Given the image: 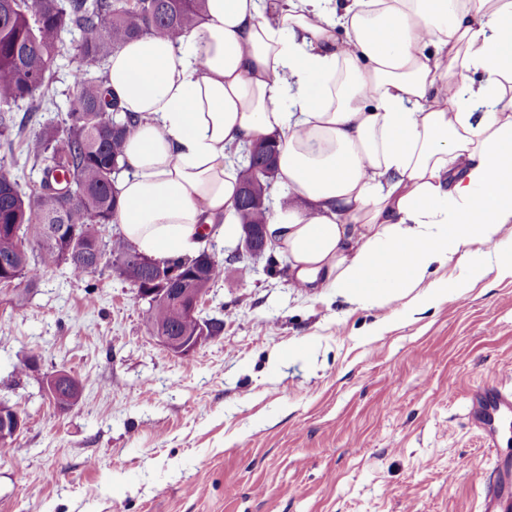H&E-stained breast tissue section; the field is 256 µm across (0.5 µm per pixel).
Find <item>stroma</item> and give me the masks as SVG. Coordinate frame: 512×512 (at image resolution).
I'll list each match as a JSON object with an SVG mask.
<instances>
[{
	"mask_svg": "<svg viewBox=\"0 0 512 512\" xmlns=\"http://www.w3.org/2000/svg\"><path fill=\"white\" fill-rule=\"evenodd\" d=\"M20 105L22 135L60 120ZM234 263L204 297L223 332L183 360L148 334L134 286L66 267L0 291V402L25 426L0 454V512H481L512 419L487 447L470 396L512 387V277L484 260L422 311L293 287L288 260ZM64 371L57 408L21 370Z\"/></svg>",
	"mask_w": 512,
	"mask_h": 512,
	"instance_id": "1",
	"label": "stroma"
}]
</instances>
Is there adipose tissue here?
I'll list each match as a JSON object with an SVG mask.
<instances>
[{"label": "adipose tissue", "mask_w": 512, "mask_h": 512, "mask_svg": "<svg viewBox=\"0 0 512 512\" xmlns=\"http://www.w3.org/2000/svg\"><path fill=\"white\" fill-rule=\"evenodd\" d=\"M263 3L207 0L179 40L112 52L105 88L138 117L120 233L160 261L233 234L230 151L273 136L288 200L266 231L297 287L422 306L482 275L425 280L469 246L512 276V0H285L272 22Z\"/></svg>", "instance_id": "ef3b65f1"}]
</instances>
